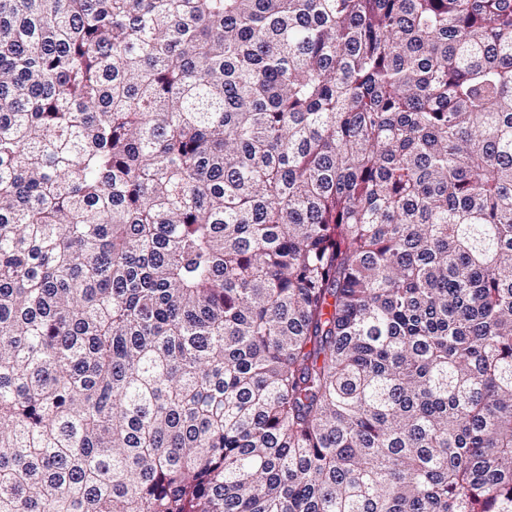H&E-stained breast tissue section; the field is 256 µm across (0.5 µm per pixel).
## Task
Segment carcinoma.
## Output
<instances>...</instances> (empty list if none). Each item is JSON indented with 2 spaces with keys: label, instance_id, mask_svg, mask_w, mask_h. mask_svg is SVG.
I'll list each match as a JSON object with an SVG mask.
<instances>
[{
  "label": "carcinoma",
  "instance_id": "obj_1",
  "mask_svg": "<svg viewBox=\"0 0 512 512\" xmlns=\"http://www.w3.org/2000/svg\"><path fill=\"white\" fill-rule=\"evenodd\" d=\"M0 512H512V0H0Z\"/></svg>",
  "mask_w": 512,
  "mask_h": 512
}]
</instances>
